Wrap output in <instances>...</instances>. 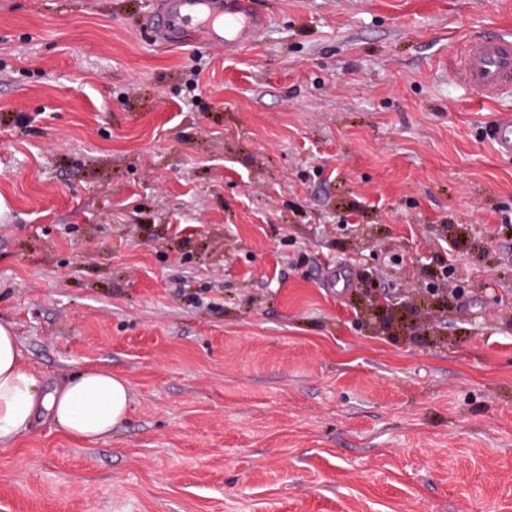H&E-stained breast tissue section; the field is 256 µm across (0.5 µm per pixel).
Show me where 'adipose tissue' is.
<instances>
[{
  "label": "adipose tissue",
  "instance_id": "ef3b65f1",
  "mask_svg": "<svg viewBox=\"0 0 512 512\" xmlns=\"http://www.w3.org/2000/svg\"><path fill=\"white\" fill-rule=\"evenodd\" d=\"M131 405L127 382L111 372L89 368L63 387L50 388L24 366L12 324L0 322V446H8L39 418L87 442L111 435Z\"/></svg>",
  "mask_w": 512,
  "mask_h": 512
}]
</instances>
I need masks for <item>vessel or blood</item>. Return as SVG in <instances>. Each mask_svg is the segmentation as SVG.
<instances>
[{"mask_svg": "<svg viewBox=\"0 0 512 512\" xmlns=\"http://www.w3.org/2000/svg\"><path fill=\"white\" fill-rule=\"evenodd\" d=\"M151 33L170 45L197 37L230 49L251 43L265 26L252 0H160ZM455 77L480 95L491 98L512 89V36L481 34L465 41L458 54ZM490 135L500 154L512 155V116L497 119Z\"/></svg>", "mask_w": 512, "mask_h": 512, "instance_id": "vessel-or-blood-1", "label": "vessel or blood"}]
</instances>
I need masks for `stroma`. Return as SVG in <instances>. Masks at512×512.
<instances>
[{
	"mask_svg": "<svg viewBox=\"0 0 512 512\" xmlns=\"http://www.w3.org/2000/svg\"><path fill=\"white\" fill-rule=\"evenodd\" d=\"M254 7L163 50L153 0H0V321L132 397L1 450L0 512H512V94L453 74L512 0ZM490 135L501 155H512V116L497 119L490 127Z\"/></svg>",
	"mask_w": 512,
	"mask_h": 512,
	"instance_id": "35a3bbf8",
	"label": "stroma"
}]
</instances>
